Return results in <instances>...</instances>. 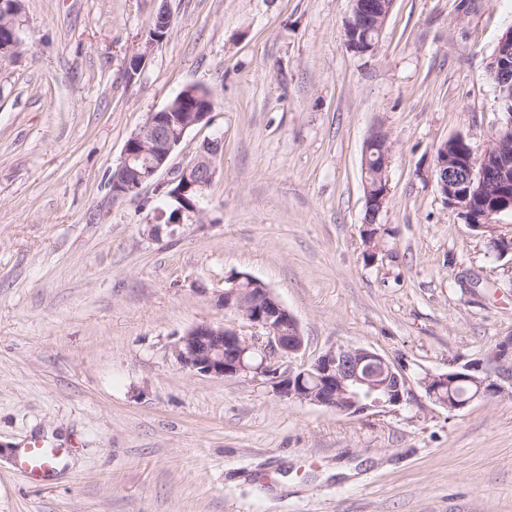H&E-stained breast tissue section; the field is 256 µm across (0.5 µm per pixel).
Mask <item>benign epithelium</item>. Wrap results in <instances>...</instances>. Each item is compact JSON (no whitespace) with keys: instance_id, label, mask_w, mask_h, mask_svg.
<instances>
[{"instance_id":"benign-epithelium-1","label":"benign epithelium","mask_w":512,"mask_h":512,"mask_svg":"<svg viewBox=\"0 0 512 512\" xmlns=\"http://www.w3.org/2000/svg\"><path fill=\"white\" fill-rule=\"evenodd\" d=\"M346 20V47L357 55L377 49L394 4L382 0H351ZM503 120L492 143L479 154L473 150L448 154V142L437 149L439 191L448 206L459 211L472 229L489 235L497 258L512 255V230L503 231L500 216L512 210V75L496 86ZM190 124L176 120L169 109L151 113L138 133L126 143L119 171L135 177L134 192L154 182L167 168V160L181 144ZM379 150L383 166L376 183L366 187L367 215L383 210L389 196L387 169L390 162L388 134L373 131L364 154ZM215 171L208 160L196 158L171 174L162 187L166 194L184 186L204 191ZM224 309L240 313L263 335L246 337L226 324L201 323L185 332L172 346L171 354L183 368L216 378L249 373L271 377L280 396L325 407L338 415L356 416L374 408L397 406L406 401L405 377L383 356L363 347L338 346L313 362L284 375L274 368L285 354L304 348L296 318L263 283L240 274L224 280ZM458 381H468L475 391L462 402L450 405L443 391ZM423 385L432 401L451 411L463 410L478 400L512 396V336L497 345L484 365L466 363L446 373L429 375Z\"/></svg>"}]
</instances>
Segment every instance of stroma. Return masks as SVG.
<instances>
[{
	"label": "stroma",
	"instance_id": "obj_1",
	"mask_svg": "<svg viewBox=\"0 0 512 512\" xmlns=\"http://www.w3.org/2000/svg\"><path fill=\"white\" fill-rule=\"evenodd\" d=\"M459 3L396 0L358 56L351 0H21L0 58V512H512V397L451 412L422 385L512 336V263L435 175L442 142L483 150L502 118L489 65L512 0ZM191 85L212 122L171 167L216 133L224 149L204 213L162 225L164 191L117 198L110 178ZM378 127L390 196L371 226ZM238 273L299 323L281 371L364 347L406 402L347 417L183 369L170 346L197 324L255 335L220 302ZM34 439L62 453L45 484L14 463ZM379 149V150H375ZM372 150V153H370ZM384 156L383 166L379 173V177L373 186L366 187V203L367 215L369 221L375 218L382 212L384 205L389 196V179L387 169L390 162V145L388 134L383 129H376L373 131L364 146V154L368 158L363 159V173L365 184L368 181H373L374 174L377 172V166L381 162V153ZM374 222L371 224H375Z\"/></svg>",
	"mask_w": 512,
	"mask_h": 512
}]
</instances>
